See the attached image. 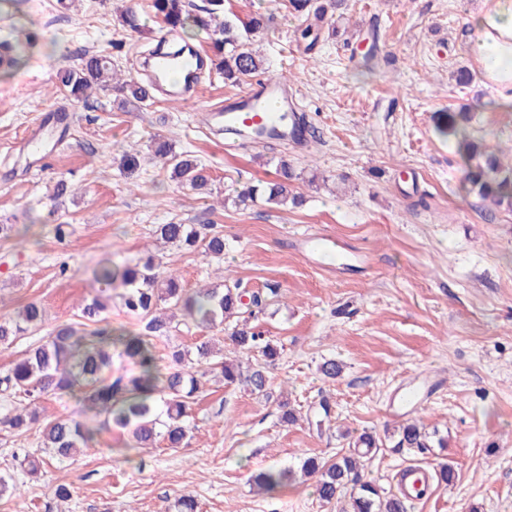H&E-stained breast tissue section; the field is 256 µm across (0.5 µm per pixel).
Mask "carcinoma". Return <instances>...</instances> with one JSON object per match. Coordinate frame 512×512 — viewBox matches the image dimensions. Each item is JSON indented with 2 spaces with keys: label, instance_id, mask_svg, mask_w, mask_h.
<instances>
[{
  "label": "carcinoma",
  "instance_id": "1",
  "mask_svg": "<svg viewBox=\"0 0 512 512\" xmlns=\"http://www.w3.org/2000/svg\"><path fill=\"white\" fill-rule=\"evenodd\" d=\"M344 4L345 0H289L294 12L312 15V21L301 30L307 49L317 45L328 13ZM223 5L224 0H206L205 6L192 11L187 0H152L155 14L169 31L189 36L196 30L211 35L212 46L220 55L218 67L224 83L239 85L266 73L262 58L252 50L250 36L266 30L271 18L256 14L240 28L221 18ZM119 22L130 30L142 29L132 3L120 13ZM95 86L112 91L125 106L137 108L152 99L151 85L132 77H118L112 60L104 55L86 54L77 66L57 71L56 88L72 100L85 99ZM470 121L469 112L440 113L436 129L456 142L465 159L464 187L512 209V168H502L492 157L480 159L467 130ZM149 150L170 171L172 179L194 190L207 188L210 175L192 156L175 151L162 139L151 140ZM294 179L295 173L282 159L277 180L243 188L234 203L247 206L262 200L297 206L302 196L289 190ZM156 233L164 242L187 247L205 258L224 256L221 233L203 236L193 225L177 222L159 225ZM94 280L97 294L81 310L85 328L78 329L71 323L57 325L46 342L30 347L0 374V426L25 433L39 422L37 404L43 397L75 396L96 424L59 416L41 428L44 449L52 459L63 462L90 448L103 429L128 433L137 448H153L160 443L168 448L185 446L195 429L192 406L209 372L227 385L242 384L254 394L268 395L267 368L278 359L279 352L248 319H240L245 297L240 281L190 292L181 287L173 271L162 272L161 263L152 257L133 265L102 264L95 269ZM118 287L121 307L145 323L147 334L132 335L112 327V291ZM162 304L179 313L182 323L206 329L236 319L235 326L228 330L234 349L247 356L256 354L262 361L227 362L223 353L214 352L218 337L206 336L191 349L172 350V366L168 372H160L154 340L178 327L157 314ZM44 321L43 308L36 302L27 303L16 320L0 323V345L11 344L21 334L40 328ZM384 446L386 440L364 432L354 449L340 451L331 459L308 457L301 469L314 478L315 495L323 503L330 504L351 490L350 508L342 512H407L404 499L384 493L362 474L361 459ZM394 447L425 453L431 445L423 428L408 422L400 427ZM289 475L288 469L267 470L253 481L272 491L283 486Z\"/></svg>",
  "mask_w": 512,
  "mask_h": 512
}]
</instances>
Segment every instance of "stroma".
<instances>
[{"label": "stroma", "instance_id": "obj_1", "mask_svg": "<svg viewBox=\"0 0 512 512\" xmlns=\"http://www.w3.org/2000/svg\"><path fill=\"white\" fill-rule=\"evenodd\" d=\"M128 1L13 0L0 13V44L20 32L35 38L24 65L0 69V224L30 229L25 242L0 243V320L31 301L46 310L40 329L0 346V371L58 324L77 321L98 262L150 255L186 289L228 276L260 293L267 305L253 324L280 357L267 396L206 384L185 448L132 450L127 434L106 432L96 447L49 461L31 478L14 455L41 456L38 430H0V470H13L23 485L21 495L0 498V512H167L183 493L196 496L200 512H330L311 481L261 493L251 477L333 456L362 431L381 435L409 418L437 432L445 448L377 449L368 479L396 495L403 467L433 473L445 462L452 478L408 501V512H512V211L461 192L456 144L433 119L469 108L472 139L512 167V108L483 76L468 24L496 0H349L335 31H323L310 52L300 38L306 18L288 0H224L237 23L272 14L255 45L316 128L305 147L233 149L198 125L199 108L240 92L216 70L205 71L186 100L156 95L129 112L108 91L75 102L56 90L57 69L86 52L137 76L162 21L151 0H133L142 31L118 26ZM373 29L377 59L369 68L363 36ZM461 67L475 76L470 86L453 78ZM38 126L48 142L36 151L26 139ZM155 135L206 166V190L171 181L149 156ZM126 152L141 155L131 175L116 163ZM281 155L298 174L292 189L304 204L235 206L236 189L273 179ZM61 180L71 192L57 199ZM171 221L222 232L223 261L161 249L155 228ZM61 222L62 239L53 231ZM304 232L336 235L347 261L327 273L301 250ZM328 359L343 365L333 381L319 372ZM410 387L422 396L413 408L401 403ZM284 401L297 422L281 421ZM61 485L71 492L65 503L55 495Z\"/></svg>", "mask_w": 512, "mask_h": 512}]
</instances>
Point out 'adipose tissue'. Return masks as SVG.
I'll list each match as a JSON object with an SVG mask.
<instances>
[{
  "label": "adipose tissue",
  "instance_id": "1",
  "mask_svg": "<svg viewBox=\"0 0 512 512\" xmlns=\"http://www.w3.org/2000/svg\"><path fill=\"white\" fill-rule=\"evenodd\" d=\"M480 36L473 45L482 69L502 90H512V0H497L495 9L473 17Z\"/></svg>",
  "mask_w": 512,
  "mask_h": 512
}]
</instances>
